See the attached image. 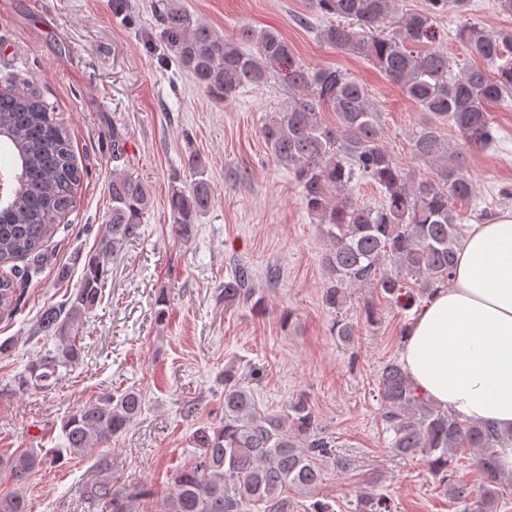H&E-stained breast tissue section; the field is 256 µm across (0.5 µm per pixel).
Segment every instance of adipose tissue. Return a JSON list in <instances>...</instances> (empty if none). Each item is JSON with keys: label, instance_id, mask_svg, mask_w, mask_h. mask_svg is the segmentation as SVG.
<instances>
[{"label": "adipose tissue", "instance_id": "obj_1", "mask_svg": "<svg viewBox=\"0 0 512 512\" xmlns=\"http://www.w3.org/2000/svg\"><path fill=\"white\" fill-rule=\"evenodd\" d=\"M400 358L426 399L512 430V209L460 225L454 274L413 317Z\"/></svg>", "mask_w": 512, "mask_h": 512}]
</instances>
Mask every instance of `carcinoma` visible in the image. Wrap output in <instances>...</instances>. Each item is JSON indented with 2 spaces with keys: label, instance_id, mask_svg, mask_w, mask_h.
<instances>
[{
  "label": "carcinoma",
  "instance_id": "obj_1",
  "mask_svg": "<svg viewBox=\"0 0 512 512\" xmlns=\"http://www.w3.org/2000/svg\"><path fill=\"white\" fill-rule=\"evenodd\" d=\"M163 36L179 66L216 101L241 89L284 75L291 90L288 104L262 125L261 136L280 166L291 173L309 214L323 227L329 247L323 258L329 273L324 305L337 313L333 333L343 342L355 336L343 317L350 288H369L390 304L405 309L429 297L448 282L455 267L458 225L484 220L488 211L466 212L460 204L474 196L467 167L468 149H499V128L491 107L512 94V29L487 31L469 17V0H427L417 11L396 14V0H310L317 38L329 48L372 62L386 78L428 115L412 133L415 159L432 166L417 182L381 144L377 112L367 87L332 66L310 68L296 60L288 40L273 29L242 27L235 39L190 18L180 0H160ZM462 18L457 38L469 54L495 66L494 75L471 64L453 73L448 55L424 48L436 36L438 16ZM383 35H358L342 20ZM331 112L334 122L322 114ZM456 129L460 143L451 146L441 126ZM0 169L24 162L14 196L0 204V263L32 258L23 276L41 271L42 247L54 233L57 219L73 204V190L82 172L74 163L64 126L31 93H0ZM191 182L172 178L169 207L174 233L187 240L199 216L212 206L206 160L190 153L185 161ZM379 189L381 200L369 204L343 195L352 182ZM112 206L94 254L86 258L79 288L60 303L39 312L35 335L56 340L14 381L3 387L12 394L50 390L81 360L82 346L73 335L83 317L102 302L110 259L141 238L151 197L141 177L130 168L114 169ZM251 270L238 265L224 279V308L254 300ZM18 282L0 275V312L18 301ZM381 421L391 434L389 447L406 458L419 457L452 500L465 501L471 491L451 479L463 448L473 451L482 477L472 512H496L498 486L512 481L499 464L497 449L512 441L491 424L463 420L436 406L415 387L402 364L385 362L378 376ZM144 395L128 388L101 397L68 414L61 427L65 451L81 456L123 433L142 413ZM190 459L174 470L171 489L157 512H288V490L313 498L307 512H335L315 496L331 458L333 440L317 426L308 399L299 396L280 411L261 409L250 390L231 371H224V419L197 427L190 436ZM58 460L33 448H21L0 459L14 488L0 493V512H29L23 488L37 470ZM101 477L86 483L82 494L95 512H145L154 497L145 484H120L109 476L111 460L96 462ZM352 512H390L387 499L365 490Z\"/></svg>",
  "mask_w": 512,
  "mask_h": 512
}]
</instances>
